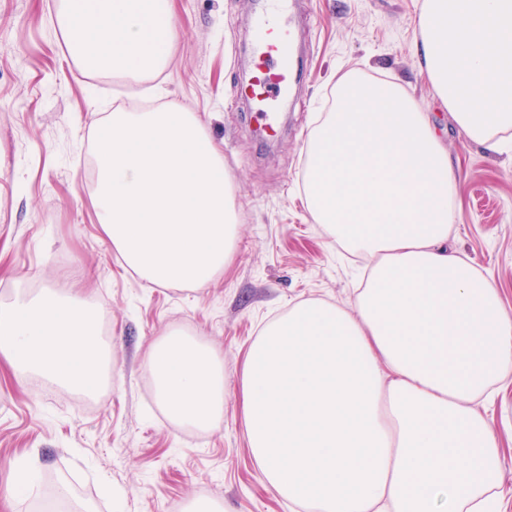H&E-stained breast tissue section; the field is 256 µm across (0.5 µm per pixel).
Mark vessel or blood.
<instances>
[{"label": "vessel or blood", "mask_w": 512, "mask_h": 512, "mask_svg": "<svg viewBox=\"0 0 512 512\" xmlns=\"http://www.w3.org/2000/svg\"><path fill=\"white\" fill-rule=\"evenodd\" d=\"M290 0H267L252 28V66L244 95L254 105L269 131H276L277 108L293 85L291 48L295 30L286 13Z\"/></svg>", "instance_id": "b4317fda"}]
</instances>
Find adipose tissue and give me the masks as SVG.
<instances>
[{"instance_id":"1","label":"adipose tissue","mask_w":512,"mask_h":512,"mask_svg":"<svg viewBox=\"0 0 512 512\" xmlns=\"http://www.w3.org/2000/svg\"><path fill=\"white\" fill-rule=\"evenodd\" d=\"M56 30L87 70L140 79L174 37L170 0H60ZM417 54L471 141L512 144V0H423ZM314 120L305 199L371 267L352 310L304 301L246 353L240 410L267 484L302 512H498L501 450L480 401L512 369V317L448 246L457 181L429 115L357 72ZM0 355L20 375L89 388L106 359L93 316L51 291L0 309ZM176 425L224 422V362L172 331L145 360Z\"/></svg>"}]
</instances>
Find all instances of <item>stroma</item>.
<instances>
[{
  "label": "stroma",
  "mask_w": 512,
  "mask_h": 512,
  "mask_svg": "<svg viewBox=\"0 0 512 512\" xmlns=\"http://www.w3.org/2000/svg\"><path fill=\"white\" fill-rule=\"evenodd\" d=\"M422 0H298L300 59L281 133L258 134L240 99L252 0H173L166 64L131 80L93 74L58 37L59 0H0V306L51 290L81 297L110 363L94 393L42 376L17 381L0 360V492L11 461L31 459L32 496L12 512H38L67 488L62 512H181L203 496L226 512H298L253 463L239 406L244 355L266 323L304 300L350 307L361 266L314 223L302 193L316 112L337 79L355 70L397 81L432 115L458 180L448 245L493 280L512 316V150L472 142L433 100L415 50ZM195 113L233 176L240 234L230 264L205 287L149 286L126 269L104 233L93 197L95 120L145 104ZM224 360V422L213 431L176 426L145 366L170 329ZM486 415L512 487V373Z\"/></svg>",
  "instance_id": "stroma-1"
}]
</instances>
